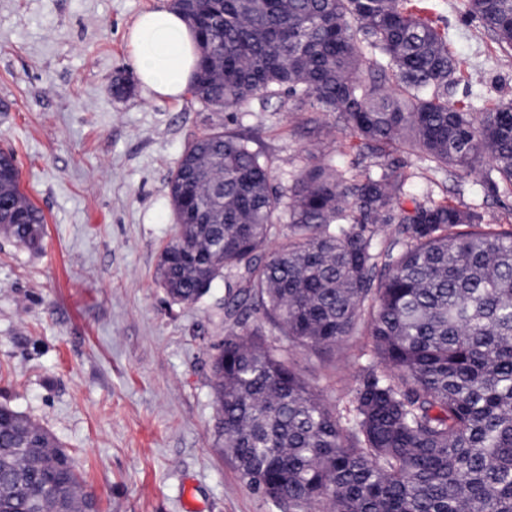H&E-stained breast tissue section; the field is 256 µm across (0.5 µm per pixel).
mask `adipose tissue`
<instances>
[{"mask_svg": "<svg viewBox=\"0 0 512 512\" xmlns=\"http://www.w3.org/2000/svg\"><path fill=\"white\" fill-rule=\"evenodd\" d=\"M132 66L137 79L155 94L180 98L196 68L195 35L175 10L161 7L141 14L129 33Z\"/></svg>", "mask_w": 512, "mask_h": 512, "instance_id": "obj_1", "label": "adipose tissue"}]
</instances>
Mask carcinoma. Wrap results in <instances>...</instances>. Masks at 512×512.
Wrapping results in <instances>:
<instances>
[{
  "label": "carcinoma",
  "instance_id": "obj_1",
  "mask_svg": "<svg viewBox=\"0 0 512 512\" xmlns=\"http://www.w3.org/2000/svg\"><path fill=\"white\" fill-rule=\"evenodd\" d=\"M200 61L190 91L214 112L288 97L335 116L379 167L317 163L279 190L255 138L217 125L184 148L168 187L175 231L157 266L173 303L238 278L235 319L212 361L216 433L240 477L286 512H512V229L447 200L412 199L388 163L419 150L512 190V104L448 102L457 64L411 0H174ZM512 50V0H467ZM0 179V232L38 249L44 218ZM287 244L268 251L281 209ZM395 225L385 248L376 237ZM261 316L319 355L366 325L364 377L339 411ZM74 459L45 428L0 404V512H93Z\"/></svg>",
  "mask_w": 512,
  "mask_h": 512
}]
</instances>
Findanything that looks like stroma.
<instances>
[{"mask_svg":"<svg viewBox=\"0 0 512 512\" xmlns=\"http://www.w3.org/2000/svg\"><path fill=\"white\" fill-rule=\"evenodd\" d=\"M168 0H0V149L45 219L44 249L0 234V403L47 428L69 452L99 512H282L214 447L211 363L234 324L232 274L195 303H170L156 281L174 214L168 182L185 148L212 126L252 132L277 187L313 162L359 171L370 160L335 118L287 108L213 112L191 93L157 96L133 77L127 35ZM466 0H418L448 32L462 80L452 99L480 112L512 103V51L466 13ZM416 197L448 199L512 227V194L480 172L440 170L398 152ZM367 333L335 355L288 347L299 372L344 407L362 377Z\"/></svg>","mask_w":512,"mask_h":512,"instance_id":"1","label":"stroma"}]
</instances>
